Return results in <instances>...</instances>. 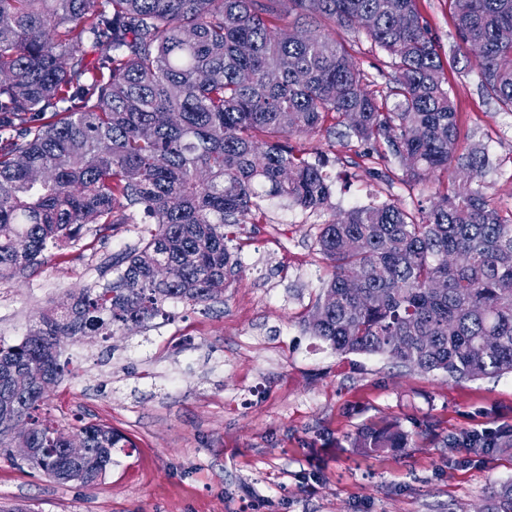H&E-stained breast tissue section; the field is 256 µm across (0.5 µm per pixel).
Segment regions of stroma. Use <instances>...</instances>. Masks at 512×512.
Listing matches in <instances>:
<instances>
[{"label":"stroma","mask_w":512,"mask_h":512,"mask_svg":"<svg viewBox=\"0 0 512 512\" xmlns=\"http://www.w3.org/2000/svg\"><path fill=\"white\" fill-rule=\"evenodd\" d=\"M448 73L459 148L485 149L489 192L512 210V112L482 86L460 49L447 0H418ZM370 89L386 94V53L340 28ZM322 155L333 176V213L434 196L452 173L407 182L370 177L337 138L290 141ZM319 216L263 199L227 233L242 271L209 305L172 301L167 318L66 343L68 371L44 411L68 428L111 426L128 442L91 486L60 483L25 460L0 457V512H479L492 487L512 480V447L483 454L464 432L512 423V374L453 381L375 355H338L305 333L329 269L315 243ZM153 224L86 225L42 266L0 281V339L20 343L33 320L82 289L106 287L114 262L141 247ZM396 426L402 448L365 453L353 440L366 426Z\"/></svg>","instance_id":"stroma-1"}]
</instances>
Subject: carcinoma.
Here are the masks:
<instances>
[{"label": "carcinoma", "instance_id": "cac0c4a2", "mask_svg": "<svg viewBox=\"0 0 512 512\" xmlns=\"http://www.w3.org/2000/svg\"><path fill=\"white\" fill-rule=\"evenodd\" d=\"M417 0H0V280L40 263L87 224H124L140 205L156 224L122 256L112 284L42 313L18 344L0 339V414L18 433L0 448L39 449L32 465L90 485L123 437L44 413L67 371L65 341L137 326L170 299L215 301L242 269L224 226L265 197L328 205L325 159L292 136L338 127L354 154L398 160L421 179L455 166L460 184L430 206L380 202L318 225L331 277L305 320L334 353L385 355L454 380L512 374V213L492 206L475 147L457 155L445 66ZM461 47L483 46L482 85L512 112V0H448ZM385 52L387 107L336 28ZM104 51L95 62L89 53ZM79 434L87 453H65ZM362 430L356 447L399 448ZM482 512H512V482Z\"/></svg>", "mask_w": 512, "mask_h": 512}]
</instances>
